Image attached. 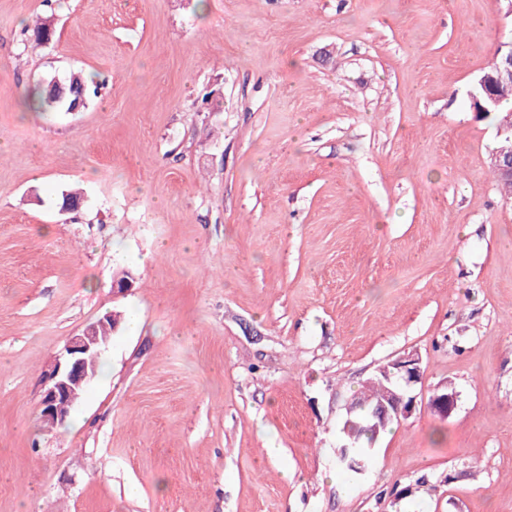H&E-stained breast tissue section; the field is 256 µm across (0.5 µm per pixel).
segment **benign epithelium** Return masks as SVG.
<instances>
[{
    "label": "benign epithelium",
    "instance_id": "1",
    "mask_svg": "<svg viewBox=\"0 0 512 512\" xmlns=\"http://www.w3.org/2000/svg\"><path fill=\"white\" fill-rule=\"evenodd\" d=\"M512 99V44L498 50L490 69L478 79L477 92L472 94L473 108L488 112ZM492 166L504 181L512 183V150H500L492 158ZM114 327L103 317L69 339L64 350L42 376L43 391L39 401L42 418L54 427L63 424L78 393L86 387L94 374L89 364L107 350ZM393 371L386 372L389 387L385 388L370 413V428L378 430L390 421L406 419L417 407L413 386L422 378L421 359L416 354L400 356L390 362ZM458 394L447 383L428 400V409L446 420L457 407Z\"/></svg>",
    "mask_w": 512,
    "mask_h": 512
}]
</instances>
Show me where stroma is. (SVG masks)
I'll return each mask as SVG.
<instances>
[{"mask_svg":"<svg viewBox=\"0 0 512 512\" xmlns=\"http://www.w3.org/2000/svg\"><path fill=\"white\" fill-rule=\"evenodd\" d=\"M511 41L507 0H0V512H512V200L470 97ZM73 71L81 111L28 107ZM408 353L457 407L348 478L344 405ZM109 315L86 326L80 334L72 336L51 366L42 376L43 391L39 401L42 418L51 427L62 425L68 418L71 407L80 391H83L96 372L100 358L107 350L109 334L115 328L109 325Z\"/></svg>","mask_w":512,"mask_h":512,"instance_id":"stroma-1","label":"stroma"}]
</instances>
